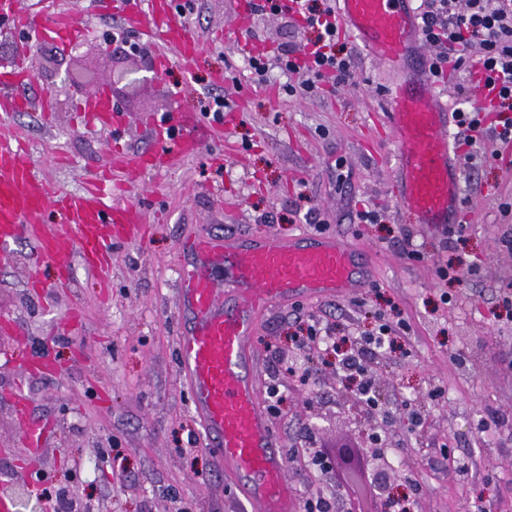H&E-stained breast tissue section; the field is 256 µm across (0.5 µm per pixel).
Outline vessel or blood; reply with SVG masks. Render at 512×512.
Here are the masks:
<instances>
[{
	"mask_svg": "<svg viewBox=\"0 0 512 512\" xmlns=\"http://www.w3.org/2000/svg\"><path fill=\"white\" fill-rule=\"evenodd\" d=\"M411 0H336L342 29L362 43L372 61L389 67L396 79L387 92V124L397 134L394 193L419 223L446 231L462 207L458 159L448 141L449 113L426 72L420 49V14ZM40 15L21 11L16 0H0V19L40 36L72 38L78 28L60 0H42ZM130 20L149 41L164 47L162 62L186 59L199 38L174 13L169 0H126ZM27 46L0 62V110L22 111L16 94L27 80ZM105 126H115L103 93L78 106ZM182 153H193L196 139L190 117L171 114L158 121ZM109 171L93 174L82 191L53 187L35 170L26 147L13 133L0 134V263L10 262V243L25 239L35 259L52 262L62 278L74 263L106 276L118 244L142 238L144 225L129 223L121 204L98 198ZM57 205L64 223L39 224L48 205ZM186 249L199 263L177 283L185 323L179 337L180 362L195 414L224 470L259 512H296L297 492L285 471L281 443L257 395L253 337L257 320L272 305L292 297H348L369 288L371 278L356 248L333 236H273L253 241L194 237ZM223 268V280L213 276ZM23 419L28 448L47 443L50 427L26 423L28 398L21 389L10 396Z\"/></svg>",
	"mask_w": 512,
	"mask_h": 512,
	"instance_id": "b4317fda",
	"label": "vessel or blood"
}]
</instances>
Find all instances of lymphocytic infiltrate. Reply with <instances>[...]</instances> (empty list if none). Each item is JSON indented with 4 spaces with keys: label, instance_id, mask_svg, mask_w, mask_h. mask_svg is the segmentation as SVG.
<instances>
[{
    "label": "lymphocytic infiltrate",
    "instance_id": "f902f5d3",
    "mask_svg": "<svg viewBox=\"0 0 512 512\" xmlns=\"http://www.w3.org/2000/svg\"><path fill=\"white\" fill-rule=\"evenodd\" d=\"M254 18L278 16L287 20L298 33L306 35L307 50L302 64L286 59L288 71L304 69L311 82L288 85L289 95L307 94L315 90V78L333 74L337 84H347L352 76L353 57L339 49V23L334 8L327 0H251ZM421 38L433 53L429 71L432 77L446 71L465 73L468 84L459 86L461 97H468L470 83L482 81L481 99L470 105L458 106L454 120L459 129L461 145L476 148L483 133L505 144L512 143V0H422ZM480 46V55H473V46ZM404 322H382L374 333L356 337V345L346 348L345 337L336 335L333 326L312 321L304 334L295 336L298 349L307 354L305 360L286 364L288 375L301 384L316 388L319 376L308 360L317 352L331 359L338 375L356 381V393L362 406L375 409L378 397L375 380L369 374L364 355L369 351L394 346L397 337L405 335ZM310 465L333 472L348 512H366L369 496L347 479L349 470L364 471L370 462L359 448L348 447L336 453L322 448L303 452Z\"/></svg>",
    "mask_w": 512,
    "mask_h": 512
}]
</instances>
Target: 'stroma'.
Wrapping results in <instances>:
<instances>
[{
	"mask_svg": "<svg viewBox=\"0 0 512 512\" xmlns=\"http://www.w3.org/2000/svg\"><path fill=\"white\" fill-rule=\"evenodd\" d=\"M64 2L83 34L35 42L27 59L32 77L22 88L30 108L6 118L28 137L37 172L62 189L79 190L87 173L109 166L113 142L132 154L155 149L145 123L174 112L194 118L199 149L120 196L147 230L143 241L114 250L109 292L79 266L69 289L55 288L54 266L34 262L24 239L14 245L13 261L0 265V318L15 325L0 332V475L12 477L5 490L27 485V512H42V491L59 488L79 502L80 512H256L210 450L181 375L176 282L193 263L182 243L202 234L310 235L305 218L313 208L326 234L368 251L374 286L349 299L295 298L259 317V387L274 379L282 384L281 413L269 422L283 449L311 438L332 447L360 434L334 366L321 365L313 393L284 372L296 353V314L334 323L342 336L366 335L381 315L399 319L408 326L400 347L367 361L379 403L391 413L375 431L396 471L394 486L416 499L419 512H512V312L502 306L504 292L512 291V253L500 245L512 226V215L501 209L512 204V149H500L487 135L477 158L462 161V230L449 252L444 235L418 223L392 192L397 145L383 121L387 78L354 43L346 45L353 84L326 77L317 91L291 97L283 84L305 79L281 70V47L299 43L293 29L277 18L249 20L255 36L249 49H240L243 30L232 0H197L187 21L202 40L199 55L160 68L137 95L115 91L116 137L80 124L83 86L52 91L54 63L67 54L73 69L93 70L106 86L113 67L134 63L117 57L118 39L140 45L144 38L121 9H105L100 0ZM253 52L268 63L263 89L250 82ZM209 93L228 103L223 123L200 110ZM366 206L378 211L377 223L359 222ZM408 238L420 258L405 253ZM449 258L477 267L478 276L462 284L440 281L436 267ZM34 277L42 283L36 290ZM43 355L60 372L23 373L26 361ZM17 387L30 400V420L53 427L36 454L22 442L7 399ZM436 387L444 394L430 399ZM414 408L426 419L419 432L410 421ZM495 415L504 423L486 436L478 424ZM285 470L300 499L337 498L332 473L292 456ZM41 472L50 475L44 489L29 482Z\"/></svg>",
	"mask_w": 512,
	"mask_h": 512,
	"instance_id": "1",
	"label": "stroma"
}]
</instances>
